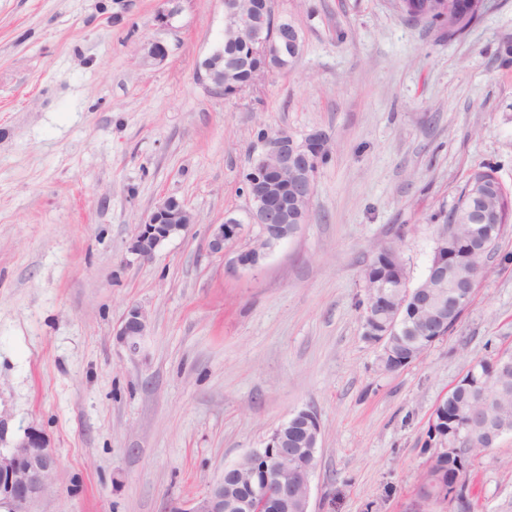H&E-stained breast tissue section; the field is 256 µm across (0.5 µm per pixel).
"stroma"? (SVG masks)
<instances>
[{"label":"stroma","instance_id":"obj_1","mask_svg":"<svg viewBox=\"0 0 512 512\" xmlns=\"http://www.w3.org/2000/svg\"><path fill=\"white\" fill-rule=\"evenodd\" d=\"M0 0V420L58 462L32 512H170L297 411L321 424L313 512H410L437 402L475 360L512 350V224L469 307L415 363L384 371L363 337V273L403 241L411 284L433 214L494 167L512 194V0L463 35L391 0H278L293 64L226 95L199 70L224 39L220 0ZM168 49L147 63L150 43ZM329 136L305 224L252 271L244 234L259 134ZM194 222L151 260L129 251L157 204ZM147 317L130 352L129 307ZM474 512L512 499V435L468 474ZM238 221V224L236 222ZM228 218L222 224L211 225L209 251L213 255L224 256V251L230 243L237 241L243 235V226L238 219Z\"/></svg>","mask_w":512,"mask_h":512}]
</instances>
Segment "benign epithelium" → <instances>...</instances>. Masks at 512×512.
I'll return each instance as SVG.
<instances>
[{
  "label": "benign epithelium",
  "mask_w": 512,
  "mask_h": 512,
  "mask_svg": "<svg viewBox=\"0 0 512 512\" xmlns=\"http://www.w3.org/2000/svg\"><path fill=\"white\" fill-rule=\"evenodd\" d=\"M224 18L230 22L225 34L232 37L241 34L247 41L250 55L245 67L251 68V84L277 69L283 56H297L302 50L303 41L296 25L281 17L276 10V0H265V11L273 19V31L259 25L253 14L247 12L242 0H220ZM206 79L212 88L224 91V54L217 51L201 63ZM262 148L253 156L246 171L245 191L249 201L250 224L257 227V244L236 253L234 263L243 270H254L262 260L281 242L293 236L300 226V214L309 207L314 194L315 169L326 157L328 136L317 130L298 139L289 133L266 135L261 138ZM472 224L474 234L482 241L492 239L501 230L496 224L494 211L481 205L477 223ZM193 223V216L182 204L172 198L160 202L149 217L138 225L130 243V252L141 260L153 258L157 249L170 237L185 232ZM243 235V226L234 219L211 225L209 251L213 255L224 256L229 244ZM450 234L436 237L435 247L427 270V278L446 283L448 280V248ZM477 283L465 279L455 280L451 293L452 304L456 309L468 306ZM401 292L397 306L390 309L387 318L378 320L379 307L375 299L366 301L363 323H374L378 332L370 333L366 340L381 348L380 360L386 361L390 345L394 341L400 323V308L411 300H417L431 310L429 331L434 333L430 342L442 338V331L448 323V304L438 303L422 286H410L409 276L399 278ZM146 320L143 312L132 307L122 319L118 336L129 349L139 348L145 335ZM302 418L308 429L311 446L306 450L288 447L286 430L291 421ZM455 422L458 432L478 430L487 448H492L501 438L500 430L489 420L475 411L464 412ZM321 425L318 418L309 410H300L277 427L263 448L249 451L264 461V478L257 472L241 473L249 479V493L234 501L246 512H268L276 507L282 512L288 503L299 500L301 512H311V479L315 470ZM57 460L48 447L45 437L37 431H29L11 448H0V508L6 512H31V504L45 494L52 482ZM434 502H446L453 507L451 512H471L469 487L458 481L444 489L424 477L421 480L417 502L412 512H431ZM170 512H224V484L214 483L198 497L182 502Z\"/></svg>",
  "instance_id": "7a95c632"
}]
</instances>
